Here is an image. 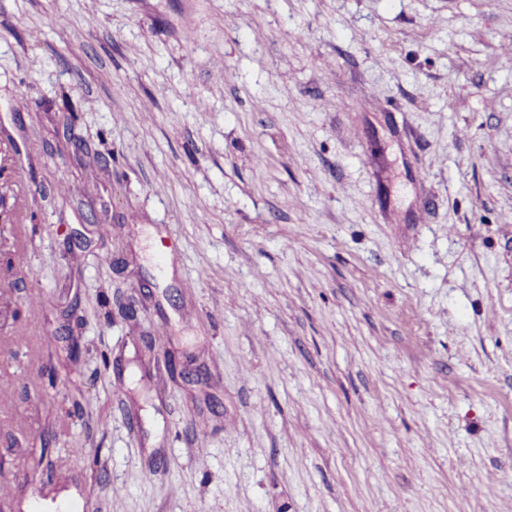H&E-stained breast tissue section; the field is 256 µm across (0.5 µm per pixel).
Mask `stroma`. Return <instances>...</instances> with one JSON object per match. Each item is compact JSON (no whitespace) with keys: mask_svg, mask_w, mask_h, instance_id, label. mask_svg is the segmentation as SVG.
I'll list each match as a JSON object with an SVG mask.
<instances>
[{"mask_svg":"<svg viewBox=\"0 0 512 512\" xmlns=\"http://www.w3.org/2000/svg\"><path fill=\"white\" fill-rule=\"evenodd\" d=\"M0 195V512H512V0H0Z\"/></svg>","mask_w":512,"mask_h":512,"instance_id":"35a3bbf8","label":"stroma"}]
</instances>
